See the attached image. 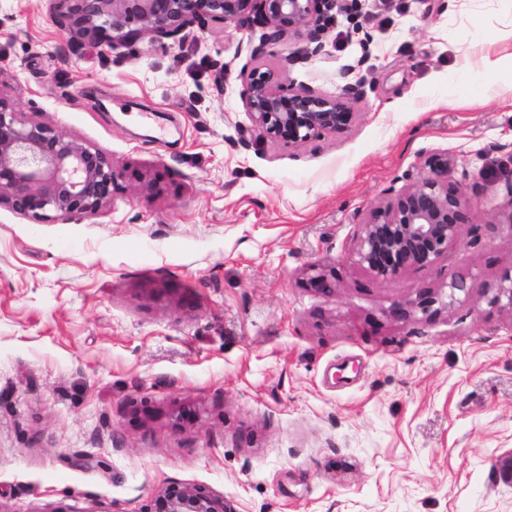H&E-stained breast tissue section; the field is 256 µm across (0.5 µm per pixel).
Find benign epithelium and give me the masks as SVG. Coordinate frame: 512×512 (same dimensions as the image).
Here are the masks:
<instances>
[{
    "label": "benign epithelium",
    "mask_w": 512,
    "mask_h": 512,
    "mask_svg": "<svg viewBox=\"0 0 512 512\" xmlns=\"http://www.w3.org/2000/svg\"><path fill=\"white\" fill-rule=\"evenodd\" d=\"M51 17L74 40L89 39L114 50L145 39L183 41L193 28L211 22L240 23L260 29L254 56L286 37L305 42L301 58L327 54L328 33L337 16L356 10L359 0H46ZM362 92L357 81L337 95L288 88L279 69L262 63L245 76L243 104L254 129L276 144L298 145L322 133L340 134L355 123L351 99ZM456 158L446 151L423 153L417 175L397 194L372 207L355 225L356 263L383 281H395L410 268L435 265L471 223L472 201L454 180ZM120 174L100 148L17 110L0 95V205L33 224L94 214L112 202ZM310 282L325 292L336 285L325 267L312 266ZM452 305L469 294L470 275L447 284ZM488 303L512 311V267L486 288ZM439 294L423 288L394 305L392 313H432ZM149 512H236L202 484L169 480L154 494Z\"/></svg>",
    "instance_id": "benign-epithelium-1"
}]
</instances>
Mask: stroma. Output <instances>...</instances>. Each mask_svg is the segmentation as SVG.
Masks as SVG:
<instances>
[{
	"instance_id": "obj_1",
	"label": "stroma",
	"mask_w": 512,
	"mask_h": 512,
	"mask_svg": "<svg viewBox=\"0 0 512 512\" xmlns=\"http://www.w3.org/2000/svg\"><path fill=\"white\" fill-rule=\"evenodd\" d=\"M361 3L326 55H264L326 95L365 80L349 131L288 147L244 108L248 28L74 50L45 0H0V95L121 174L94 215L0 206V512H147L171 479L237 512H512V312L484 296L512 267V67L444 103L476 58L512 55V0ZM434 150L472 221L434 267L378 279L354 226ZM467 270L468 297L392 315Z\"/></svg>"
}]
</instances>
